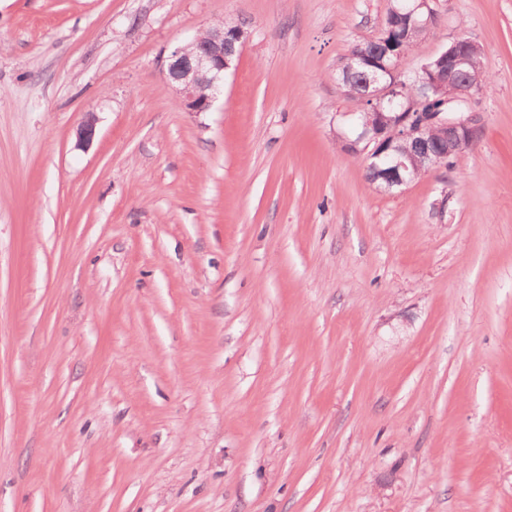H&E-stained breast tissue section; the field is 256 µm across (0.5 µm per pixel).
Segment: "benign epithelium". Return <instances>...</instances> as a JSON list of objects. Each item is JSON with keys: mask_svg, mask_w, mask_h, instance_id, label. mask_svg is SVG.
I'll list each match as a JSON object with an SVG mask.
<instances>
[{"mask_svg": "<svg viewBox=\"0 0 512 512\" xmlns=\"http://www.w3.org/2000/svg\"><path fill=\"white\" fill-rule=\"evenodd\" d=\"M249 37L248 31L238 21L224 20L208 29L204 36L194 41L189 52L181 46L167 57L164 85L175 90L193 112H207L212 107L224 80V72L237 58ZM471 40L457 35L447 47L439 51L441 64L434 70L421 67L416 72L421 83L423 103L429 102L427 91L437 87L451 90L450 103L469 105L482 86L474 79L469 68ZM385 80L377 73L366 75V97L372 100H393L402 95V82L392 70L384 71ZM95 113L87 112L77 128V144H89L96 135ZM438 129L442 132L448 154L457 155L471 148L476 139L475 129L466 121L442 116L440 112H400L395 120L378 126L366 125L355 129V137L343 136L345 148L352 154L385 158L387 167L376 168L377 179L385 182L388 190L407 186L431 169L443 164L444 156L435 149L426 151L423 165L409 169L400 144L409 138L422 139Z\"/></svg>", "mask_w": 512, "mask_h": 512, "instance_id": "benign-epithelium-1", "label": "benign epithelium"}]
</instances>
